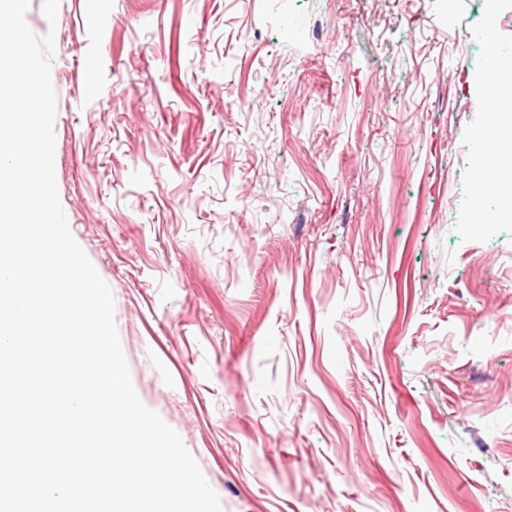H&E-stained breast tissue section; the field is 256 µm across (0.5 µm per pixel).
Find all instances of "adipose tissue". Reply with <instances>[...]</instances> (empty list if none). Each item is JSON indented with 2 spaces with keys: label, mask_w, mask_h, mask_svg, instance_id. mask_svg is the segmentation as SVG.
Here are the masks:
<instances>
[{
  "label": "adipose tissue",
  "mask_w": 512,
  "mask_h": 512,
  "mask_svg": "<svg viewBox=\"0 0 512 512\" xmlns=\"http://www.w3.org/2000/svg\"><path fill=\"white\" fill-rule=\"evenodd\" d=\"M489 136L483 137L481 151L473 166L476 194L472 209L482 212L497 205L501 214L512 216V194L500 193L498 178L512 170V113L497 111L488 118Z\"/></svg>",
  "instance_id": "1"
}]
</instances>
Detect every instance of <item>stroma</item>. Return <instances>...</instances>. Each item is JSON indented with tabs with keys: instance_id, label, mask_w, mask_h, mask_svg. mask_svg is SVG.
Wrapping results in <instances>:
<instances>
[{
	"instance_id": "1",
	"label": "stroma",
	"mask_w": 512,
	"mask_h": 512,
	"mask_svg": "<svg viewBox=\"0 0 512 512\" xmlns=\"http://www.w3.org/2000/svg\"><path fill=\"white\" fill-rule=\"evenodd\" d=\"M43 4L69 228L223 512H512V0ZM478 86L482 92L486 94L491 93V95L500 98L505 89L512 86V82L511 79L510 81H506L504 77L499 74L497 67H495L489 68L479 77ZM488 128L491 134L482 136L481 151L473 166L477 192L472 202V211L482 212L491 204H497L500 214L511 218L512 193L505 195L500 192L498 178L503 170L512 171V113L501 110L491 112Z\"/></svg>"
}]
</instances>
